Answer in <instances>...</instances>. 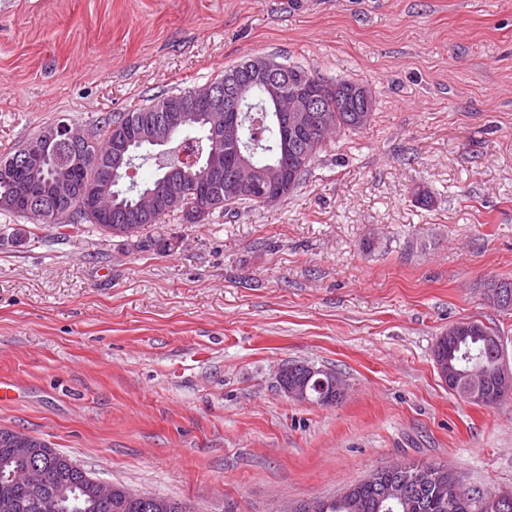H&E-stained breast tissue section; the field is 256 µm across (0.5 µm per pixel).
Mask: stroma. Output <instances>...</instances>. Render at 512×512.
Segmentation results:
<instances>
[{
    "label": "stroma",
    "mask_w": 512,
    "mask_h": 512,
    "mask_svg": "<svg viewBox=\"0 0 512 512\" xmlns=\"http://www.w3.org/2000/svg\"><path fill=\"white\" fill-rule=\"evenodd\" d=\"M254 56L367 85L370 126L280 204L165 217L169 255L0 212L29 232L0 245V427L196 512H271L397 461L512 490V395L465 402L433 359L478 320L512 371V312L481 288L512 279V0H0V155ZM296 362L343 399L290 401ZM295 367L302 368L303 371L308 373L309 375H319V381H325L330 380L333 388H336V392H340L344 389V383L342 378L331 369H324V368H316L314 366L303 364V363H294V364H283L277 369V381L279 383H282L283 378L288 375L287 377V383L288 385H282L281 391L289 397L291 400L300 403V404H317L313 400H317L320 397L321 394V386L318 385L315 380L316 377H313L311 379L306 378V376L301 373L300 371H297L296 373H289L288 371H292L295 369ZM298 385V386H293ZM293 386V387H289ZM299 386H305V387H299ZM345 392V389H344ZM309 393V394H308ZM313 399H311L310 398Z\"/></svg>",
    "instance_id": "obj_1"
}]
</instances>
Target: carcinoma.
Here are the masks:
<instances>
[{
    "label": "carcinoma",
    "instance_id": "carcinoma-1",
    "mask_svg": "<svg viewBox=\"0 0 512 512\" xmlns=\"http://www.w3.org/2000/svg\"><path fill=\"white\" fill-rule=\"evenodd\" d=\"M295 74L303 81L319 84L325 91V99L334 108L331 121L332 133H356L371 124L373 113L355 111L353 97H348L336 89V84L328 83L315 74L296 66ZM169 94L162 93L149 100L144 106L119 112L92 125L94 136L91 148L98 153L99 165L73 166L70 163V149L60 147L54 157L53 171L66 176L74 192L85 201L91 202L101 192L102 178L112 168L113 147L118 142L133 136V131L140 118L157 117L153 108L162 105ZM178 142L190 149L211 148L216 134L203 122H193L187 130L175 133ZM279 129L263 121L259 136L247 137L245 145H226L219 143L223 157V177L217 182L207 183L199 179H189L182 183L184 209L188 212L204 205L214 197L224 199L221 213H229L241 206H260L262 201L247 190L230 194L236 180L234 162L238 154L253 157L256 166L262 170L266 180H274L276 169L288 168V178L283 185L281 200H286L300 185L312 162L327 145L330 135L322 132L307 144L300 146L296 152L281 155L279 150ZM35 162L13 164L8 169L0 170V210L24 216L28 211L34 194L40 190L42 179L36 176ZM120 179L112 181L114 209L94 213V219L86 218L78 209H69L68 203L53 200L45 201L47 206L56 207L64 216L57 223L48 227L64 236L61 229L70 225L89 224L92 228L133 241L138 249L152 250L157 253L170 254L178 250L180 240L168 238L163 234L153 235L147 228L154 226L165 217L159 213L151 217H141L133 209L135 197L134 185L122 189ZM129 216V223L135 225L136 233H125L126 225L118 223L120 215ZM499 335L482 322L460 321L448 327V332L438 337L434 349V361L448 365V389L469 402L473 398L482 400L486 406L493 408L512 393V375L503 371L498 343ZM290 386H305L312 399L320 397L321 386L315 379H308L301 372L290 373L287 377ZM17 431L0 428V512H35L33 505L40 501L49 504L46 512H175L171 507L173 499L160 506L136 509L130 503L128 489L115 485L112 499L107 503L96 497V487L91 482L93 475L75 477L72 475V460L57 452L46 440L31 435L26 436L28 447L38 449V454L52 472L51 479L40 488H28L12 482L9 473L25 465V461L13 453L17 447ZM442 482L423 481L405 477L399 469H381L380 479L376 482L362 481L339 496L321 498L316 512H512V504L506 508L495 509L486 506L481 494L471 495L456 489L455 474L451 470L441 473ZM407 480V488L402 496L392 497L386 489L400 481Z\"/></svg>",
    "mask_w": 512,
    "mask_h": 512
}]
</instances>
